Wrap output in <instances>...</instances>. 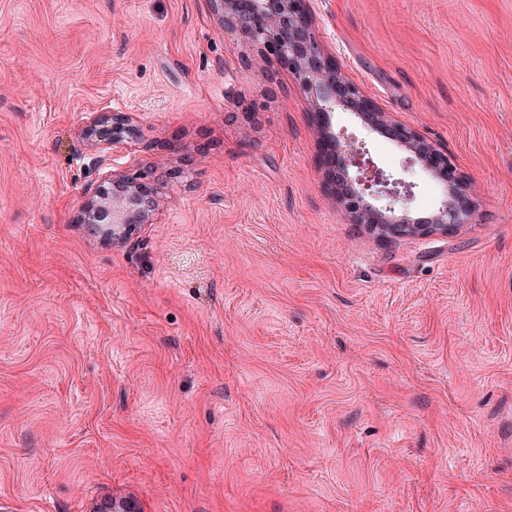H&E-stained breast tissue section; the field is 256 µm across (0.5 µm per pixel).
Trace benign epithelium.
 <instances>
[{"instance_id": "benign-epithelium-1", "label": "benign epithelium", "mask_w": 512, "mask_h": 512, "mask_svg": "<svg viewBox=\"0 0 512 512\" xmlns=\"http://www.w3.org/2000/svg\"><path fill=\"white\" fill-rule=\"evenodd\" d=\"M224 27L288 67L307 94L320 118V138L332 143L329 163L348 187V209L353 222L366 224L386 239L449 235L465 223L472 211L471 196L458 177L448 154L426 141L417 131L390 120L343 72L335 59L319 45L307 14L305 0H212ZM341 110L357 115L364 125L386 133L409 153V161L421 165L444 185L442 204L428 217L417 218L403 207L411 185L378 168L364 142L333 133L330 113ZM133 131L125 113L103 114L93 119L89 136L114 148ZM156 210L150 176L114 174L108 185L88 193L80 222L93 232L119 240L140 224H148Z\"/></svg>"}]
</instances>
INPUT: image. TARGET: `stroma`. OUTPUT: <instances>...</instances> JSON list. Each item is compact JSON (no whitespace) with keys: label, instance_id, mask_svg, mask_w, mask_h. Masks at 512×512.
Wrapping results in <instances>:
<instances>
[{"label":"stroma","instance_id":"stroma-1","mask_svg":"<svg viewBox=\"0 0 512 512\" xmlns=\"http://www.w3.org/2000/svg\"><path fill=\"white\" fill-rule=\"evenodd\" d=\"M474 208L380 239L211 0H0V512H512V0H306ZM103 112L136 135L99 150ZM333 131L401 174L352 113ZM147 172L152 223L76 217Z\"/></svg>","mask_w":512,"mask_h":512}]
</instances>
